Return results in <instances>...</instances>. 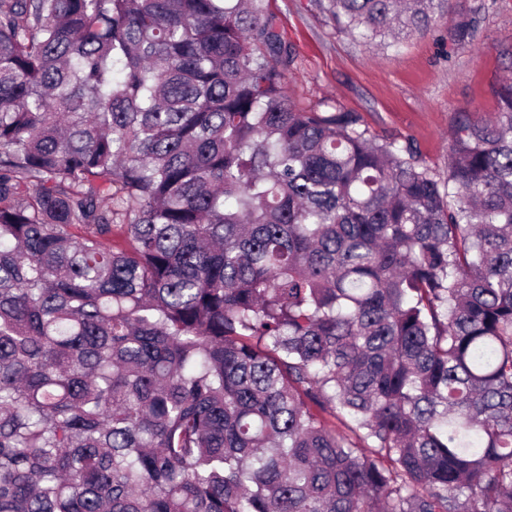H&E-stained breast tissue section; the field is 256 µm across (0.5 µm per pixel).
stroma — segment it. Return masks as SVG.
<instances>
[{
  "mask_svg": "<svg viewBox=\"0 0 512 512\" xmlns=\"http://www.w3.org/2000/svg\"><path fill=\"white\" fill-rule=\"evenodd\" d=\"M480 1L486 9L474 44L449 46L444 19L399 48L371 52L336 31L316 0H270L298 56L288 92L305 105L329 99L359 113L373 135L399 145L413 142L421 164L446 175L454 113L494 112L491 87L512 73V0L456 5Z\"/></svg>",
  "mask_w": 512,
  "mask_h": 512,
  "instance_id": "1",
  "label": "stroma"
}]
</instances>
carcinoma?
I'll use <instances>...</instances> for the list:
<instances>
[{
	"label": "carcinoma",
	"instance_id": "obj_1",
	"mask_svg": "<svg viewBox=\"0 0 512 512\" xmlns=\"http://www.w3.org/2000/svg\"><path fill=\"white\" fill-rule=\"evenodd\" d=\"M268 2L0 0V512H512V78L442 178Z\"/></svg>",
	"mask_w": 512,
	"mask_h": 512
}]
</instances>
